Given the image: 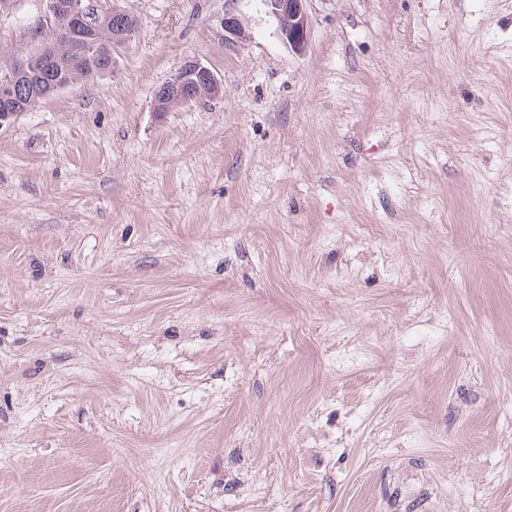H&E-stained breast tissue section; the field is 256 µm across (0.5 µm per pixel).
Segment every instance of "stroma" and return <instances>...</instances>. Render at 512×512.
Segmentation results:
<instances>
[{
	"instance_id": "obj_1",
	"label": "stroma",
	"mask_w": 512,
	"mask_h": 512,
	"mask_svg": "<svg viewBox=\"0 0 512 512\" xmlns=\"http://www.w3.org/2000/svg\"><path fill=\"white\" fill-rule=\"evenodd\" d=\"M93 6L111 71L0 127V512H512V0ZM306 0H263L268 12L277 20L282 40L302 52L308 44L310 22ZM221 93L222 85L209 67L198 59L187 60L156 90L154 112H170Z\"/></svg>"
}]
</instances>
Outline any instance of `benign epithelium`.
<instances>
[{
    "instance_id": "benign-epithelium-1",
    "label": "benign epithelium",
    "mask_w": 512,
    "mask_h": 512,
    "mask_svg": "<svg viewBox=\"0 0 512 512\" xmlns=\"http://www.w3.org/2000/svg\"><path fill=\"white\" fill-rule=\"evenodd\" d=\"M306 0H263L277 20L282 40L289 48L302 52L308 44L310 22ZM46 16L67 22L68 39L64 53L44 51L45 65L34 70L29 57L17 58L0 77V126L28 111L31 104L53 95L85 75V61L93 54L105 64L112 60L117 46L128 42L135 32L132 18L116 7L106 13L114 22L112 42L103 43L97 24L102 16L94 12L89 0H44ZM222 85L214 72L197 59L185 61L155 93L154 111L171 112L203 98H216Z\"/></svg>"
}]
</instances>
